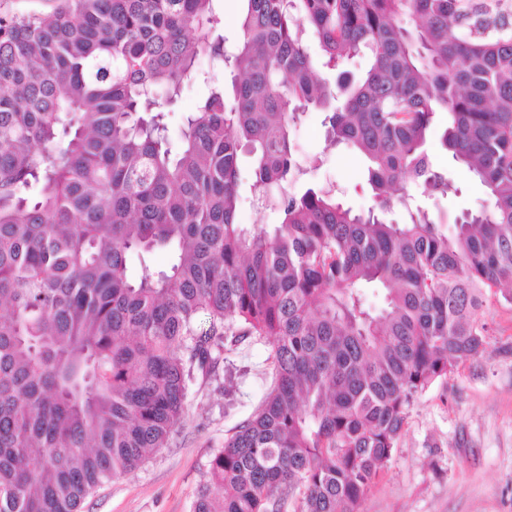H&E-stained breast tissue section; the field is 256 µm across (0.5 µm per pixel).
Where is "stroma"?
Listing matches in <instances>:
<instances>
[{
	"mask_svg": "<svg viewBox=\"0 0 512 512\" xmlns=\"http://www.w3.org/2000/svg\"><path fill=\"white\" fill-rule=\"evenodd\" d=\"M323 119V113L308 111L294 133L309 166L304 180L332 188L352 210L366 209L372 196L364 163L349 149H326ZM429 153L456 188L421 198L435 220L449 223L487 204L478 179L438 145ZM483 319L485 352L460 361L446 381L416 399L391 460L358 512H512V305L489 299ZM267 356V345L252 339L226 347L215 370L198 374L168 446L88 497L81 512H192L213 454L270 388Z\"/></svg>",
	"mask_w": 512,
	"mask_h": 512,
	"instance_id": "obj_1",
	"label": "stroma"
}]
</instances>
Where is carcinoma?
I'll use <instances>...</instances> for the list:
<instances>
[{"mask_svg": "<svg viewBox=\"0 0 512 512\" xmlns=\"http://www.w3.org/2000/svg\"><path fill=\"white\" fill-rule=\"evenodd\" d=\"M214 2L0 12V512H79L166 447L195 368L248 338L274 383L193 512H357L418 396L485 350L487 295L512 304L509 0H245L232 45ZM359 54L360 77L321 74ZM204 62L231 97L212 82L173 146L165 112ZM311 106L365 157L366 212L295 190ZM439 111L489 195L451 231L409 190H452L425 149ZM244 150L274 224L238 221Z\"/></svg>", "mask_w": 512, "mask_h": 512, "instance_id": "obj_1", "label": "carcinoma"}]
</instances>
